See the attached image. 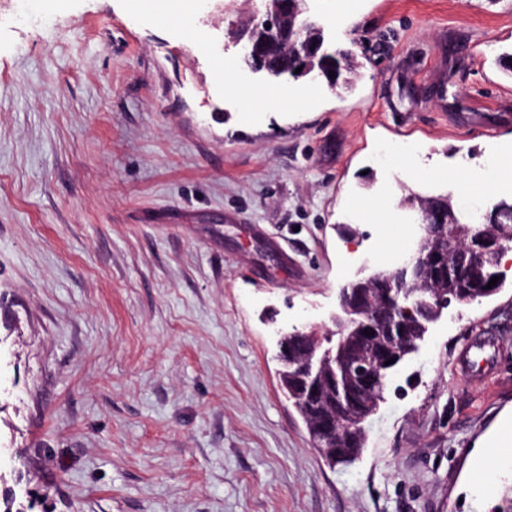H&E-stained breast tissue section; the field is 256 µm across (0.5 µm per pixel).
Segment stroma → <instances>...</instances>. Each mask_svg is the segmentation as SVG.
I'll return each mask as SVG.
<instances>
[{
  "instance_id": "35a3bbf8",
  "label": "stroma",
  "mask_w": 512,
  "mask_h": 512,
  "mask_svg": "<svg viewBox=\"0 0 512 512\" xmlns=\"http://www.w3.org/2000/svg\"><path fill=\"white\" fill-rule=\"evenodd\" d=\"M350 88L241 112L210 60L252 0L183 28L128 0L24 25L0 0V512H512L475 454L512 413V269L391 376L362 456L327 464L277 340L416 235L407 175L512 158V0H307ZM414 146L410 160L396 154ZM489 341L491 374L460 363ZM321 66L326 71L341 68V72L336 70V80L343 78L344 72L352 69V53L348 50H329L321 56Z\"/></svg>"
}]
</instances>
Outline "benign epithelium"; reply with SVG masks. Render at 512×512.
Segmentation results:
<instances>
[{
  "label": "benign epithelium",
  "mask_w": 512,
  "mask_h": 512,
  "mask_svg": "<svg viewBox=\"0 0 512 512\" xmlns=\"http://www.w3.org/2000/svg\"><path fill=\"white\" fill-rule=\"evenodd\" d=\"M250 22L231 35L253 72L263 71L259 60L268 48L267 36L273 35L299 51L294 65L280 75L295 80L318 79L316 62L324 54V34L313 35L306 20L302 0H260ZM410 220L417 225L419 243L406 260L394 263L388 273L357 278L341 289L336 311L330 320L341 336L337 349L324 338L296 327L281 332L277 359L280 385L288 388L292 399L314 410V444L322 457L334 462L342 452L336 434L349 433L345 445L354 446L363 422L379 407V390L385 372L404 363L424 341L429 325L419 324L410 332L408 315L413 294L409 289L430 287L432 315L440 317L461 288L456 282L458 268L482 267L499 274L501 259L509 250L491 228L472 225L470 240L458 244L448 237V225L456 217L446 212L431 216L421 209L411 210ZM389 302L390 317L379 325L371 318L375 304ZM369 334H364V331ZM392 359L394 363L386 364Z\"/></svg>",
  "instance_id": "1"
}]
</instances>
